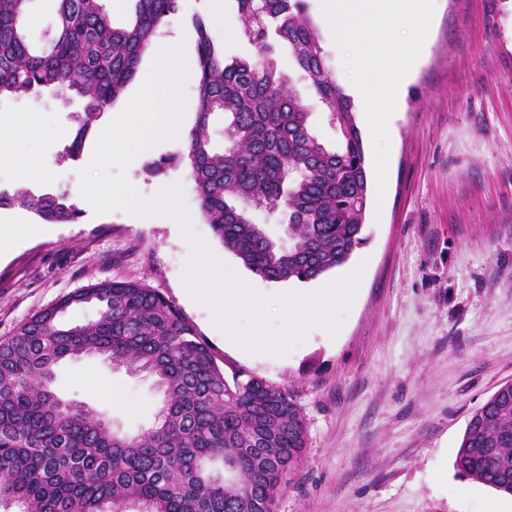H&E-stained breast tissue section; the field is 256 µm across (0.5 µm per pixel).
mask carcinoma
Here are the masks:
<instances>
[{
	"instance_id": "cac0c4a2",
	"label": "carcinoma",
	"mask_w": 512,
	"mask_h": 512,
	"mask_svg": "<svg viewBox=\"0 0 512 512\" xmlns=\"http://www.w3.org/2000/svg\"><path fill=\"white\" fill-rule=\"evenodd\" d=\"M33 2L0 0V99L51 92L77 101L82 111L65 146L75 159L179 0H135L134 18L123 26L105 0H56L38 45L26 31ZM236 4L240 34L257 50L250 60L224 62L207 19L190 18L198 107L186 148L201 212L252 274L315 280L362 243L368 177L361 131L351 98L325 65L305 0ZM283 47L323 103L335 148L314 134L305 102L278 71ZM218 114L229 116L221 151L209 133ZM17 203L49 223H75L82 214L65 193L0 190V208ZM250 206L281 213L291 244L252 223ZM87 305L94 319L62 321L68 309ZM83 356L158 378L164 401L151 429L120 436L104 414L56 396V365ZM305 447L291 395L255 375L228 382L181 311L139 280L79 288L0 340V512H272L285 470ZM455 466L512 494V384L473 412Z\"/></svg>"
}]
</instances>
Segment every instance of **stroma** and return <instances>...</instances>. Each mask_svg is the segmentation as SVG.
Listing matches in <instances>:
<instances>
[{"label": "stroma", "mask_w": 512, "mask_h": 512, "mask_svg": "<svg viewBox=\"0 0 512 512\" xmlns=\"http://www.w3.org/2000/svg\"><path fill=\"white\" fill-rule=\"evenodd\" d=\"M322 0H306L328 69L350 82ZM223 26H210L225 59L251 58L235 0H223ZM78 104L51 94L0 100V190L69 194L80 202L87 142L63 158ZM51 120L9 124L20 112ZM186 137L141 153L126 176L141 197L177 185L193 230L240 280L279 292L308 291L369 265L358 299L335 341L304 337L279 359L232 352L209 306L193 300L184 275L192 247L177 224L84 210L76 223H47L27 208H0L14 234L0 248V338L37 311L89 283L139 280L162 293L193 324L225 377L246 372L286 389L306 427L297 468L273 512H512V495L462 476L456 452L471 413L512 381V0H435L433 28L391 131L387 195L369 201L365 240L348 264L307 281L268 282L246 270L206 224L185 157ZM176 163L152 171L153 161ZM49 163L50 181L26 182L23 159ZM112 384L133 402L114 404ZM52 388L84 403L133 436L151 428L163 392L154 376L100 358L67 359Z\"/></svg>", "instance_id": "1"}]
</instances>
